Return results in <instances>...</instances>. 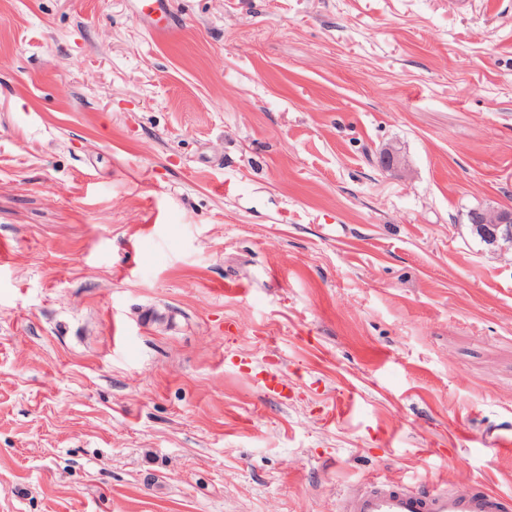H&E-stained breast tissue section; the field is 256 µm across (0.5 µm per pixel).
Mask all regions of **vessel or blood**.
Here are the masks:
<instances>
[{"instance_id":"obj_1","label":"vessel or blood","mask_w":512,"mask_h":512,"mask_svg":"<svg viewBox=\"0 0 512 512\" xmlns=\"http://www.w3.org/2000/svg\"><path fill=\"white\" fill-rule=\"evenodd\" d=\"M140 15L156 20L157 35L171 33L175 21L169 0H136ZM512 499L485 489L463 491L451 486L410 489L385 481H370L345 491L340 512H507Z\"/></svg>"}]
</instances>
